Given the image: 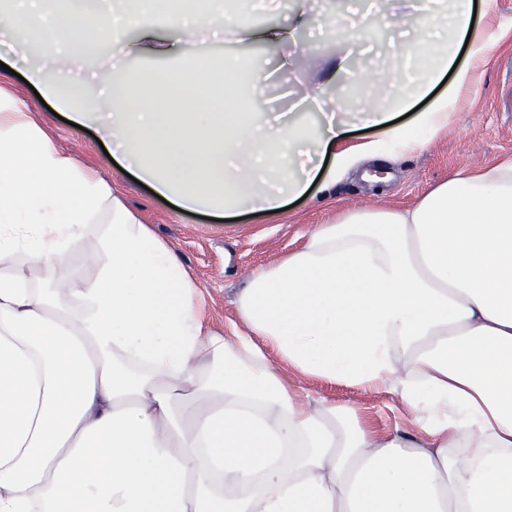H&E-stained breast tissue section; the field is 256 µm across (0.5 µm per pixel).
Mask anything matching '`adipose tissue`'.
<instances>
[{
	"label": "adipose tissue",
	"instance_id": "adipose-tissue-1",
	"mask_svg": "<svg viewBox=\"0 0 512 512\" xmlns=\"http://www.w3.org/2000/svg\"><path fill=\"white\" fill-rule=\"evenodd\" d=\"M478 3L493 7L423 0L408 44L388 40L417 74L394 108L371 105L372 158L447 127L474 62L505 38H469ZM55 5L14 14L55 63L43 94L75 124L102 123L122 167L179 209L275 212L357 166L330 152L345 133L335 112L271 125L244 111L243 86L266 73L235 57L202 94L172 96L171 73L115 69L93 109L73 106L84 88L71 64L103 42L203 72L204 33L291 43L312 22L303 0L271 27L253 24L254 0H98L90 26ZM308 149L327 170L307 166ZM89 239L96 276L58 285ZM235 305L236 322L214 330L169 243L0 92V512H512L511 161L441 182L409 210L316 225ZM312 378L388 394L406 422L378 428L313 396Z\"/></svg>",
	"mask_w": 512,
	"mask_h": 512
}]
</instances>
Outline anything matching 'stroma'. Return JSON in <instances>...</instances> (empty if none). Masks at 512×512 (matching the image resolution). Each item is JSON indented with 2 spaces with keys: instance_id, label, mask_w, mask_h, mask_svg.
<instances>
[{
  "instance_id": "1",
  "label": "stroma",
  "mask_w": 512,
  "mask_h": 512,
  "mask_svg": "<svg viewBox=\"0 0 512 512\" xmlns=\"http://www.w3.org/2000/svg\"><path fill=\"white\" fill-rule=\"evenodd\" d=\"M308 5L332 12L335 21L323 31L314 26L303 30L294 46L214 41L199 45L198 50L216 60L225 54L259 59L272 70V77L249 97L252 112L289 108L292 95L300 94L319 78L328 58L343 55L349 57L351 65L339 78L338 87L355 82L360 85L352 112L375 100L395 97L400 86L390 80V72L396 69L406 77L410 70L401 57L360 52L355 41V0H309ZM500 28L507 29V36L494 53L476 62L475 85L460 93L447 129L417 150L381 164L366 150L367 144L377 139V131L352 127L334 150L357 155L360 163L337 179L331 201L321 202L308 195L278 212L243 213L234 219L179 211L127 176L111 161L110 144L100 129L68 124L64 111L52 101H40L26 79L6 71V64L21 52L1 38L0 87L30 100L33 117L52 144L76 154L84 164L115 182L127 206L171 244L194 275L212 324L220 331L235 318L234 300L249 276L299 248L315 225L335 223L353 208H413L435 185L458 172L512 159V0H496L494 11L476 18L473 31L478 34ZM285 53L291 54L292 67L276 70V60ZM307 387L315 396L357 404L383 428L402 422L406 415L405 408L385 394L369 396L358 388L320 379L309 381Z\"/></svg>"
}]
</instances>
